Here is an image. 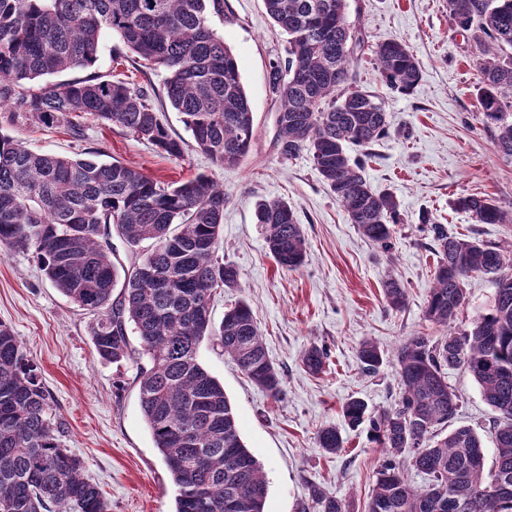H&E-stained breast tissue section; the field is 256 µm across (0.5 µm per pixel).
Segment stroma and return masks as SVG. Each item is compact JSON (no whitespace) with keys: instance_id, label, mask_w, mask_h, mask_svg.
Wrapping results in <instances>:
<instances>
[{"instance_id":"stroma-1","label":"stroma","mask_w":512,"mask_h":512,"mask_svg":"<svg viewBox=\"0 0 512 512\" xmlns=\"http://www.w3.org/2000/svg\"><path fill=\"white\" fill-rule=\"evenodd\" d=\"M346 13L365 38L353 55L352 81L383 98L390 119L388 133L376 143L348 149L351 161L362 163L371 189L392 193L400 203L401 221L391 227L388 251L350 223L309 152L289 160L279 153V104L268 89V72L272 61L285 57L288 43L263 0H225L223 15L211 18L213 30L238 59L254 113L256 135L236 167L218 166L198 150L180 114L169 107L162 120L185 142L180 159L92 118L82 121L78 136L0 107V132L30 148L68 157L97 149L164 182L204 173L223 184L224 258L240 278L238 287L217 291L212 317L221 321L239 300L250 303L268 356L282 375L283 394L276 399L256 386L212 339L201 342L198 355L223 384L241 438L263 466L265 512H300L314 486L344 499L351 512H364L384 456L367 426H345L341 407L354 397L380 411L394 406L402 389L393 364L364 374L357 349L367 338L389 352L410 336L443 334L425 318L437 257L417 222L420 211L458 237L512 255V223L480 224L454 206L457 197L475 194L512 213V157L497 151L478 108V52L473 40L455 32L448 0H347ZM390 40L405 42L419 62L421 77L409 92L389 90L375 69L373 48ZM124 50L117 37H104L95 72L162 89L163 70L143 73L132 62H112V55ZM273 199L288 202L305 236V261L293 271L268 254L264 231L255 222L257 203ZM391 279L406 290L403 308H391L385 297L384 284ZM465 288L466 301L453 324L457 332L469 329L492 305L496 285L492 276L477 275ZM92 321L44 276L32 254H0V322L13 329L40 369L51 412L64 426L63 442L83 461L85 477L103 492L109 512H174L175 487L141 413L139 366L100 361ZM312 344L328 353L318 375L306 372L300 361ZM448 384L459 397L453 426L473 428L486 456H493L489 428L495 413L477 383L467 371L452 369ZM326 425L339 426L344 439L334 455L316 443L318 429Z\"/></svg>"}]
</instances>
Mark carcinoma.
Segmentation results:
<instances>
[{
    "label": "carcinoma",
    "mask_w": 512,
    "mask_h": 512,
    "mask_svg": "<svg viewBox=\"0 0 512 512\" xmlns=\"http://www.w3.org/2000/svg\"><path fill=\"white\" fill-rule=\"evenodd\" d=\"M273 23L288 36L287 56L271 64L270 93L280 101L278 147L289 159L306 150L336 201L368 240L391 248L390 225L400 223L399 202L376 193L350 145L367 147L386 134L388 115L379 97L349 92L354 37L346 0H263ZM224 0H0V105L29 112L53 128L92 116L120 127L170 157L183 156L155 101L166 98L182 114L197 147L221 167L248 154L254 117L232 50L210 25ZM455 30L470 34L481 57L479 110L497 150L512 157V0H448ZM117 36L141 66L163 68L162 93L100 75L47 82L45 78L98 61L101 37ZM375 65L385 85L410 91L421 70L403 41L382 43ZM63 157L27 148L0 133V249L30 251L55 287L94 317L91 337L100 360L121 365L137 357L139 398L155 448L171 474L175 512H264L267 481L244 445L224 386L198 359L204 337L269 395L282 393V377L269 360L250 305L242 301L214 325L207 304L223 288L238 286L239 271L219 255L224 189L206 174L175 184L145 175L118 160ZM455 206L479 224H511L512 213L494 200L461 196ZM269 254L283 269L300 267L306 254L302 227L287 202L258 204ZM438 257L427 321L450 328L466 300L465 281L495 277L493 305L468 330L440 338L411 336L387 354L371 340L357 351L374 373L396 365L401 400L377 413L360 398L342 406L355 428L370 419V436L386 459L365 512H512V258L492 245L456 237L424 212L419 216ZM130 246L152 242L129 266L113 259L112 232ZM389 305H405L406 291L390 281ZM136 334L140 349L131 345ZM327 353L311 345L304 369L323 372ZM469 372L497 412L490 434L491 468L481 438L462 426L441 437L458 409L449 368ZM50 393L38 367L12 329L0 322V512H108L83 463L62 442L51 419ZM317 443L328 454L344 447L335 426ZM405 455L428 477L410 485L396 458ZM312 512H349L346 501L314 487Z\"/></svg>",
    "instance_id": "carcinoma-1"
}]
</instances>
